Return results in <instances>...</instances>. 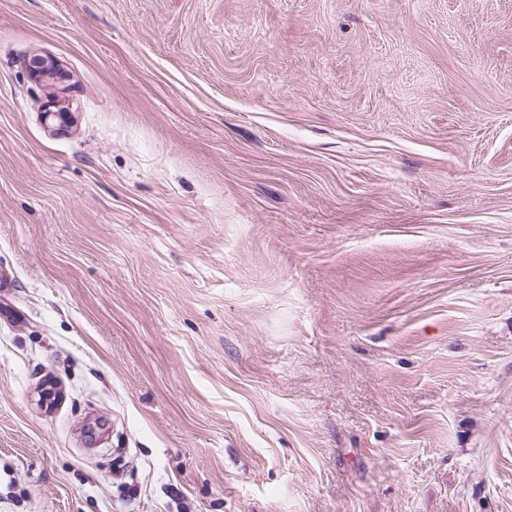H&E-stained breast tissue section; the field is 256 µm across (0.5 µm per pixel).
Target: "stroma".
<instances>
[{"label": "stroma", "instance_id": "35a3bbf8", "mask_svg": "<svg viewBox=\"0 0 512 512\" xmlns=\"http://www.w3.org/2000/svg\"><path fill=\"white\" fill-rule=\"evenodd\" d=\"M0 512H512V0H0Z\"/></svg>", "mask_w": 512, "mask_h": 512}]
</instances>
